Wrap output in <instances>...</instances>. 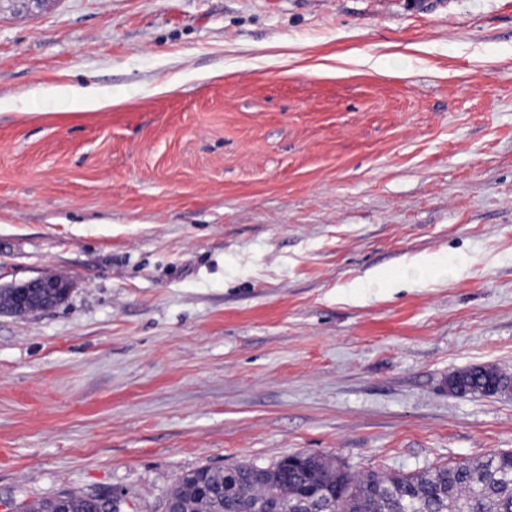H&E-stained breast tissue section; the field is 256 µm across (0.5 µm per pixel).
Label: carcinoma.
<instances>
[{
	"label": "carcinoma",
	"mask_w": 512,
	"mask_h": 512,
	"mask_svg": "<svg viewBox=\"0 0 512 512\" xmlns=\"http://www.w3.org/2000/svg\"><path fill=\"white\" fill-rule=\"evenodd\" d=\"M468 387L512 380L485 366L461 372ZM211 495L195 497L198 484ZM71 512H113L87 492H64ZM183 512H512V451L461 458L410 472L356 475L313 454L272 466L201 467L170 492Z\"/></svg>",
	"instance_id": "obj_1"
}]
</instances>
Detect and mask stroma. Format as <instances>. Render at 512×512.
<instances>
[{"label": "stroma", "instance_id": "35a3bbf8", "mask_svg": "<svg viewBox=\"0 0 512 512\" xmlns=\"http://www.w3.org/2000/svg\"><path fill=\"white\" fill-rule=\"evenodd\" d=\"M423 255L451 275L374 283ZM42 274L61 304L0 315V512L512 450V396L448 391L512 375V0H0V284ZM40 93L66 102L75 112L98 111L122 103L121 98L113 96L112 89L107 87H81L60 82L40 89ZM461 379L468 387L483 388L491 383H508L512 377L485 366L472 367L461 371ZM56 495H65L71 512H115L111 510L110 504L104 503L101 499L91 497L88 492L66 491L54 495L41 497L31 501L24 512H40L49 507L50 500ZM65 499L60 498L49 512H68V505Z\"/></svg>", "mask_w": 512, "mask_h": 512}]
</instances>
